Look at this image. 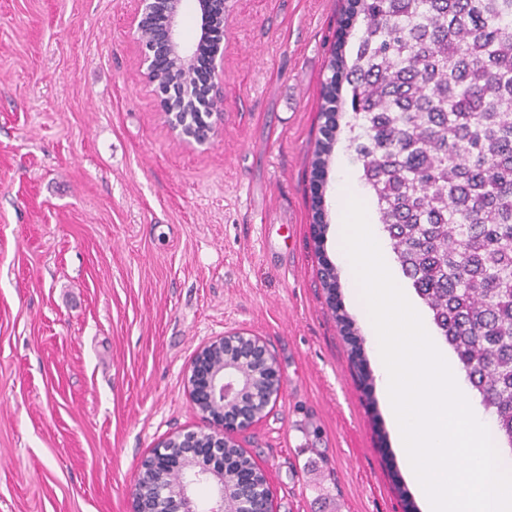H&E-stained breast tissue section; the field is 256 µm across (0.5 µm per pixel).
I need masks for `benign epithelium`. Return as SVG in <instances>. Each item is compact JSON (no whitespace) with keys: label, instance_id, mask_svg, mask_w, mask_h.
<instances>
[{"label":"benign epithelium","instance_id":"7a95c632","mask_svg":"<svg viewBox=\"0 0 512 512\" xmlns=\"http://www.w3.org/2000/svg\"><path fill=\"white\" fill-rule=\"evenodd\" d=\"M139 6L131 21V29L139 45L142 76L155 85L161 112L169 128L188 145H203L215 135L211 121L214 112H181L172 108L173 101L191 97L194 85L205 84V99H220L219 86L224 84V56L221 41L206 56L203 70H197L200 54L197 45L187 44L180 37L183 0H138ZM201 8L200 40L211 33H224V14L228 0H199ZM163 9V25L144 35L146 21L157 9ZM159 61L178 63L187 75L179 87L165 85L155 78ZM234 348L236 362L230 366L216 360L225 346ZM265 384L270 397H280L283 379L280 369L265 342L243 332L226 333L203 346L195 354L186 373L185 389L203 426L182 431L163 439L146 458V465L156 476V496L149 499L133 492V512H224V499L232 495L241 512H273L272 494L262 492L256 473L239 475L231 489L224 488V448L235 443L234 435L247 431L266 415L269 404L254 398V409L246 413L227 414L253 384ZM208 483L211 497L200 507L193 489Z\"/></svg>","mask_w":512,"mask_h":512}]
</instances>
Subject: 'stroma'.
<instances>
[{
	"instance_id": "stroma-1",
	"label": "stroma",
	"mask_w": 512,
	"mask_h": 512,
	"mask_svg": "<svg viewBox=\"0 0 512 512\" xmlns=\"http://www.w3.org/2000/svg\"><path fill=\"white\" fill-rule=\"evenodd\" d=\"M341 0H230L216 136L182 143L140 75L136 0H0V512H131L142 461L201 427L184 381L227 332L283 377L237 445L275 512H421L311 170ZM338 268L341 310L321 279Z\"/></svg>"
}]
</instances>
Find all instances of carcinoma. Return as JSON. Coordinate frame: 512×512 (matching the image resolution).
<instances>
[{"mask_svg": "<svg viewBox=\"0 0 512 512\" xmlns=\"http://www.w3.org/2000/svg\"><path fill=\"white\" fill-rule=\"evenodd\" d=\"M346 3L313 185L326 181L346 84L347 140L380 224L512 449V0ZM224 461L226 486L255 468L235 445Z\"/></svg>", "mask_w": 512, "mask_h": 512, "instance_id": "carcinoma-1", "label": "carcinoma"}]
</instances>
